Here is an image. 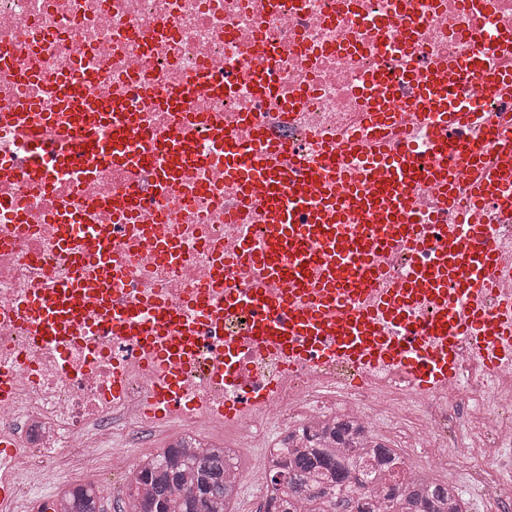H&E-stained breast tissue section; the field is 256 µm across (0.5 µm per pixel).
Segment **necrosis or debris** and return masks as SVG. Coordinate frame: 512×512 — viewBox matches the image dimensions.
<instances>
[{"label":"necrosis or debris","instance_id":"1","mask_svg":"<svg viewBox=\"0 0 512 512\" xmlns=\"http://www.w3.org/2000/svg\"><path fill=\"white\" fill-rule=\"evenodd\" d=\"M488 28L495 39L485 38ZM476 54L512 70V0H426L417 17L403 11L400 0H0V158L13 166L11 177L0 176V196L20 205L15 214L0 211V226L18 227L13 238L0 233V369L13 373V393L0 399V432L16 448L13 457L0 458V485L31 493L22 476L28 468L65 473L103 461L112 473L125 472L126 442L165 429L141 413L147 357L131 343L88 326L93 346L34 350L23 320L10 315L37 282L74 271L57 251L49 221L60 202L86 207L128 188L148 191L153 182L152 167L109 163L98 165L92 178L75 180L83 156L49 130L46 144L71 163L49 184L32 180L29 173L42 159L30 151L26 132L5 120L20 101L39 112L54 110V88L68 76L91 96L120 98L140 113L148 142L178 121L210 116L237 133L245 123L259 124L310 155L362 122L368 73L395 82L411 69L455 64L460 92L470 97L483 74L464 62ZM258 67L270 92L250 81ZM200 72L217 80L231 72L238 83L229 93L201 95L180 112L156 103V93L180 92ZM212 148L209 130L200 129L196 162L167 195L148 199L133 217L174 239L181 263L152 258L151 240L141 239L120 255L126 270L114 295L132 290L182 305L207 288L214 245L230 251L243 240L258 241L259 227L240 215L238 185L225 179ZM118 370L125 386L116 395ZM213 370L207 340L195 364L178 374L192 402L173 424L203 447L259 449L256 487L264 486L280 440L338 416L367 426L405 465L428 462L483 496L512 504L501 465L504 449L512 447V364L490 371L461 349L458 375L427 394L399 365L369 371L343 360L292 364L264 351L244 357L241 383L216 379ZM245 390L251 400H242ZM236 402L239 412L225 418V405ZM468 458L480 467L465 468Z\"/></svg>","mask_w":512,"mask_h":512}]
</instances>
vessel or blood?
Masks as SVG:
<instances>
[{
  "label": "vessel or blood",
  "mask_w": 512,
  "mask_h": 512,
  "mask_svg": "<svg viewBox=\"0 0 512 512\" xmlns=\"http://www.w3.org/2000/svg\"><path fill=\"white\" fill-rule=\"evenodd\" d=\"M408 79L415 90V125L435 158L421 174L414 168L411 145L385 134L397 99L390 90L384 93L385 106L369 114L364 147L324 149L314 165L262 127H253L247 140L215 132L224 172L240 183L242 206L258 195L265 200L259 249L245 243L238 251L241 259L262 266L264 285L226 289L214 302L198 294L190 297L188 308L212 324L225 313L251 309L249 336L257 349L313 360L346 357L366 370L400 364L424 392L455 376L464 341L485 368L512 363V261L487 249L495 227L478 217L488 199L512 202V138L503 139L489 117L473 112L471 101L458 94V80L446 70L435 67L424 76L412 71ZM206 82L221 91L235 80L228 76L214 83L209 75L196 74L181 94L167 99V106L179 109L193 87ZM42 121L64 129L98 161L135 168L147 151L159 152L164 161L153 186L157 195L195 159L193 127L178 125L145 148L136 115L83 96L70 85L61 105L44 113ZM421 184L442 199L444 210L458 212L459 224L443 230L422 223L416 205ZM139 206L134 194L112 195L102 204L114 217L110 224L83 223L72 207L52 213L61 247L80 239L86 260L100 268V280L66 277L32 289L18 309L40 345L69 346L75 323L90 316L104 332L135 341L163 368L191 365L199 336L185 325L187 307L156 297L146 315L140 302L117 304L106 289L110 279L122 276L111 265L110 253L133 232L120 218ZM441 234L448 239L447 249H431ZM399 250L427 251L431 257L394 279L388 259ZM430 306L437 309L433 319L408 324V312ZM394 325L409 331L392 335ZM187 401L172 380L147 387L144 403L149 415L163 418Z\"/></svg>",
  "instance_id": "b4317fda"
}]
</instances>
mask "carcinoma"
<instances>
[{
	"label": "carcinoma",
	"mask_w": 512,
	"mask_h": 512,
	"mask_svg": "<svg viewBox=\"0 0 512 512\" xmlns=\"http://www.w3.org/2000/svg\"><path fill=\"white\" fill-rule=\"evenodd\" d=\"M394 450L339 419L301 430L268 473L264 512H466L458 488L418 471L405 475ZM232 448L190 449L184 439L142 458L125 491V512H227L240 486ZM383 493L367 495L365 479ZM63 512H102L93 485L67 492Z\"/></svg>",
	"instance_id": "cac0c4a2"
}]
</instances>
